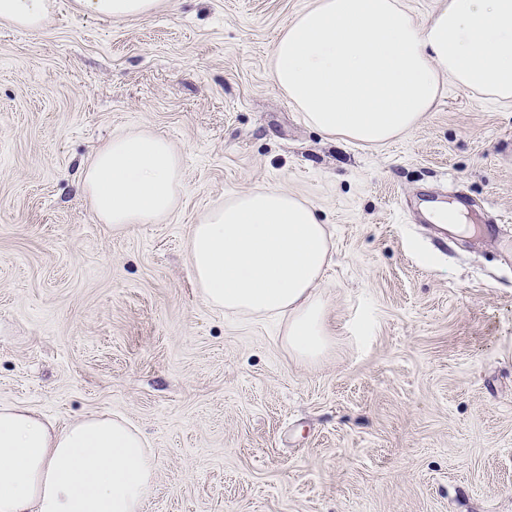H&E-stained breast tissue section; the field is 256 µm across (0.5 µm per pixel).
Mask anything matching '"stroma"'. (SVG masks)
Instances as JSON below:
<instances>
[{"mask_svg": "<svg viewBox=\"0 0 512 512\" xmlns=\"http://www.w3.org/2000/svg\"><path fill=\"white\" fill-rule=\"evenodd\" d=\"M308 3L0 21V403L130 420L157 464L143 512H512V106L449 83L383 147L328 140L269 77ZM134 129L172 143L183 188L115 230L81 170ZM263 185L332 235L315 363L281 320L209 309L187 261L191 224ZM428 196L475 234L422 223Z\"/></svg>", "mask_w": 512, "mask_h": 512, "instance_id": "stroma-1", "label": "stroma"}]
</instances>
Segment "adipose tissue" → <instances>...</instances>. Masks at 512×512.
<instances>
[{
  "instance_id": "obj_1",
  "label": "adipose tissue",
  "mask_w": 512,
  "mask_h": 512,
  "mask_svg": "<svg viewBox=\"0 0 512 512\" xmlns=\"http://www.w3.org/2000/svg\"><path fill=\"white\" fill-rule=\"evenodd\" d=\"M51 6L0 0V21L34 30ZM270 72L325 137L383 146L420 125L448 80L512 106V0H446L422 20L404 0H312L282 31ZM82 175L98 220L121 229L174 211L182 159L167 139L129 131L99 148ZM186 248L207 306L285 318L298 359L329 349L332 242L310 203L276 186L232 194L192 225ZM156 476L152 449L125 418L60 427L25 404H0V512H142Z\"/></svg>"
}]
</instances>
